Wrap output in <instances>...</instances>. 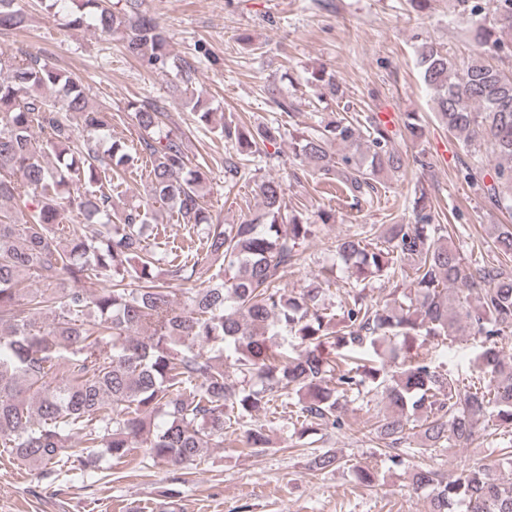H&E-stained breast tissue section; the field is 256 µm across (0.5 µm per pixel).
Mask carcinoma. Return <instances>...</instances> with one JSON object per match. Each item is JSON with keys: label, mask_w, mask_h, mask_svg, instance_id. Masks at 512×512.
Masks as SVG:
<instances>
[{"label": "carcinoma", "mask_w": 512, "mask_h": 512, "mask_svg": "<svg viewBox=\"0 0 512 512\" xmlns=\"http://www.w3.org/2000/svg\"><path fill=\"white\" fill-rule=\"evenodd\" d=\"M458 2L461 22L481 17L479 47L509 48L512 0H488V10L480 0ZM89 19L105 36L123 32L127 53L147 60L173 89L190 81L192 63L170 55L154 17L79 0L69 25ZM25 21L19 0H0L1 29H21ZM416 57L438 119L473 148L465 181L490 205L511 210L512 74L487 64L481 52L457 69L427 40ZM5 66L11 75L0 78V200L14 201L20 213L0 217V451L8 458L55 478L83 465L65 446L77 434L84 447L104 448L115 462L141 448L155 463L181 467L224 446L227 429L261 411L334 428L353 398L383 405L374 438L395 464L409 454L413 435L422 453L468 448L482 432L491 452L512 464V439L501 438L512 429V356L501 347L512 334L511 224L490 226L503 259L468 260L454 243L458 225L438 223L431 193L419 182L414 223L371 224L336 241L348 289L332 307L326 289L288 291L282 278L319 227L336 223L335 212L311 218L287 210L283 183L268 178L258 184L260 222H215L203 203L208 165L188 167L181 138L162 132L163 106L129 102L139 130L129 150L112 140V113L94 107L70 74L26 51H1L0 70ZM191 110L239 154L289 135L303 171L340 185L356 202L405 166L388 126L370 117L287 133L279 123H217L200 94ZM403 127L413 142L425 137L411 113ZM483 147L501 159L490 171ZM46 154L56 156L55 166L42 164ZM139 159L151 165L154 201L202 231L190 257L165 252V279L154 274L157 253L142 239L153 211L112 205V176ZM241 165L225 159L224 181L243 178ZM64 198L87 221L66 234L59 228ZM32 277L42 287H27ZM382 279L394 288L379 303L365 290ZM173 284L185 297L181 304ZM42 310L54 314L48 326L33 318ZM459 336L480 342L461 378L428 358L431 342ZM226 350L234 353L237 383L224 371ZM157 415L163 421L154 426L149 418ZM340 464L327 449L311 453L307 467L324 473ZM408 489L429 491L430 512H512V481L502 482L482 459H462L450 481L412 466Z\"/></svg>", "instance_id": "carcinoma-1"}]
</instances>
